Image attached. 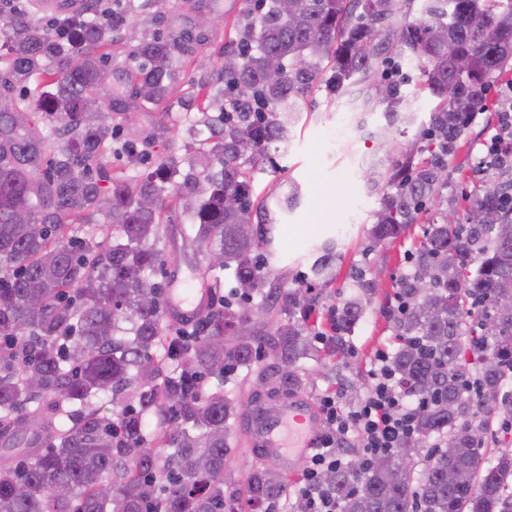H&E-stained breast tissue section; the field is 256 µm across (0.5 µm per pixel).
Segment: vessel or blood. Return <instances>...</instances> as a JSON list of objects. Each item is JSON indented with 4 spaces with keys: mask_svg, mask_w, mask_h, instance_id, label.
Instances as JSON below:
<instances>
[{
    "mask_svg": "<svg viewBox=\"0 0 512 512\" xmlns=\"http://www.w3.org/2000/svg\"><path fill=\"white\" fill-rule=\"evenodd\" d=\"M207 304V292L172 288L166 294L164 311L185 324L194 322ZM248 417L256 422L253 438L257 450L268 460L285 466L294 457L306 455L315 445L318 413L303 400L290 401L276 412L258 405L250 410Z\"/></svg>",
    "mask_w": 512,
    "mask_h": 512,
    "instance_id": "vessel-or-blood-1",
    "label": "vessel or blood"
}]
</instances>
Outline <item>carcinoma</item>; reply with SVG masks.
I'll list each match as a JSON object with an SVG mask.
<instances>
[{
    "label": "carcinoma",
    "mask_w": 512,
    "mask_h": 512,
    "mask_svg": "<svg viewBox=\"0 0 512 512\" xmlns=\"http://www.w3.org/2000/svg\"><path fill=\"white\" fill-rule=\"evenodd\" d=\"M154 3L127 0L123 13L104 17L48 14L40 0L16 12L0 0L9 43L0 65L20 89L0 112V512H281L291 485L271 463L254 465L241 485L224 476L229 421L241 415L224 385L244 369L269 394L301 388L308 362L323 368L349 353L378 285L356 280L357 293L336 307L332 334L317 349L305 324L316 289L335 278L337 243L317 248L307 287L266 288L271 237L251 224L250 169L288 143L323 60L333 61L328 81L338 97L354 95L379 63L419 61L421 90L437 100L423 132L427 149L412 147L388 172L369 175L383 194L368 235L390 242L420 223L426 202L442 198L443 171L486 107L489 83L512 71V0H423L414 24L399 23L402 0H288L286 11L280 0H254L255 19L229 52L238 66L223 71L237 98L228 111L219 94L197 90L203 111L219 108L224 124L208 125L168 196L177 159L113 175L104 166L112 153L106 116L82 112L112 67L103 52L112 33ZM190 52L170 36L142 37L134 50L143 59L142 102L118 94L111 109L165 103ZM274 61L281 78L271 82ZM371 86L383 91L362 107L383 104L387 117L411 121L401 115L400 81L385 75ZM30 110L50 116V135L63 139L48 156V138L27 127ZM424 151L429 157L417 158ZM487 167L498 180L468 199V222H429L394 292L391 371L424 403L401 447L424 454V470L416 480L392 454L359 472L330 470L321 484L339 512H512V454L482 459L483 426L475 423L512 378V312L495 309L512 286V142L498 143ZM172 202L193 221L192 239L224 256L218 268L236 282L187 336L164 318L162 287L151 279L164 263L159 224ZM19 212L28 222L15 220ZM97 213L119 228L104 253L94 232L67 222L89 224ZM467 349L480 365L474 373ZM269 356L274 362L263 363ZM107 393L120 406L114 419L91 402ZM147 420L157 428L151 436ZM33 429L46 434L39 453L25 442ZM432 436L440 443L422 451Z\"/></svg>",
    "instance_id": "obj_1"
}]
</instances>
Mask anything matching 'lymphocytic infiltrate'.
<instances>
[{
	"label": "lymphocytic infiltrate",
	"instance_id": "f902f5d3",
	"mask_svg": "<svg viewBox=\"0 0 512 512\" xmlns=\"http://www.w3.org/2000/svg\"><path fill=\"white\" fill-rule=\"evenodd\" d=\"M389 359L388 353L378 355L371 373L372 389L353 409H344L336 396L322 398L319 409L327 430L319 436V445L309 457L296 488L297 496L306 500L308 512H337L334 501L318 492L317 482L322 474L342 464L337 452L339 439L356 434L363 456L371 457L393 452L401 439L413 432V414L419 400L398 386Z\"/></svg>",
	"mask_w": 512,
	"mask_h": 512
}]
</instances>
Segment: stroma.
<instances>
[{"label":"stroma","mask_w":512,"mask_h":512,"mask_svg":"<svg viewBox=\"0 0 512 512\" xmlns=\"http://www.w3.org/2000/svg\"><path fill=\"white\" fill-rule=\"evenodd\" d=\"M223 17L221 28H212L209 15L190 9L186 0H167L162 15L145 22L128 18L110 47L117 83L127 98H135L134 79L137 38L152 33L183 34L196 38L193 62L181 70V96L146 112H116L112 115L113 137L136 139L146 153L144 167H152L170 149L195 153V138L186 135L190 125H202L208 116L199 112L193 98L196 87L221 84L220 60L229 42L245 22L247 0H214ZM407 110L412 123L387 124L382 109L368 112L354 108L347 98L331 96L324 84L300 101L297 119L288 146L270 150L267 160L253 174L255 193L263 203L253 214V225L271 230L273 258L268 267L271 284L288 289L306 287L307 274L316 246L327 240L338 241L342 257L335 281L323 288L315 311L307 322L309 335L330 333L332 319L340 302L353 293L356 272L377 279L379 292L352 335L350 353L331 363L327 374H310L300 391L311 405H319L324 394L336 395L347 407L359 405L371 389L369 372L378 351H393L395 329L388 315L395 304L397 281L411 269V256L423 238L422 225H414L401 238L373 245L366 233L369 216L381 201V193L367 181L371 167L389 164L386 140L406 145L419 138L429 123L435 101L419 90L416 65L406 69ZM512 110V75L493 81L485 110L474 114L469 132L456 158L448 167V201L429 209L428 218L447 216L449 223L464 221L466 198L495 178L493 171L480 167L491 142L503 133L501 118ZM386 137H379L380 127ZM189 220L180 207L170 206L163 214L158 246L165 254V270L155 280L189 279L201 285L208 261L204 252L187 234ZM228 435L234 447L226 470L235 480H244L258 459L247 417L231 422Z\"/></svg>","instance_id":"1"}]
</instances>
